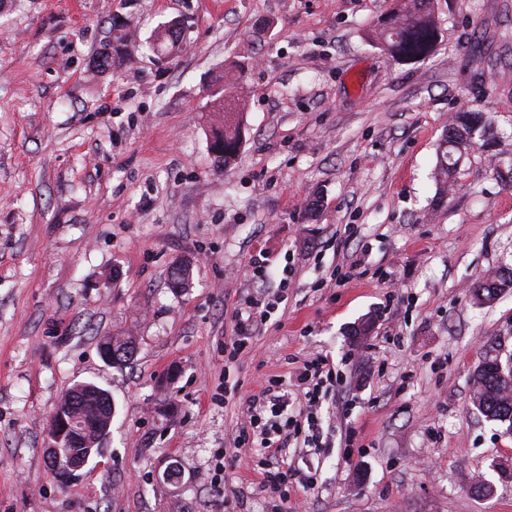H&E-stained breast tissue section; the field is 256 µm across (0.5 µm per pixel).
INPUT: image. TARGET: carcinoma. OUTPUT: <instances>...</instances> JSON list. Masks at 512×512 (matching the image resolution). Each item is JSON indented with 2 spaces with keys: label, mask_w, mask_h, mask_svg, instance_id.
Masks as SVG:
<instances>
[{
  "label": "carcinoma",
  "mask_w": 512,
  "mask_h": 512,
  "mask_svg": "<svg viewBox=\"0 0 512 512\" xmlns=\"http://www.w3.org/2000/svg\"><path fill=\"white\" fill-rule=\"evenodd\" d=\"M128 38L126 31L113 37L112 44L97 56L95 68L101 72L112 69L116 60L122 59V47ZM440 39L441 30L432 9V0H397L396 7L367 33L370 43L402 62H416L420 57H429L435 52ZM182 46L184 42L176 23L167 22L155 30L152 50L158 53L168 49L180 52ZM244 72V63H229L224 73L215 79L219 89L210 102L209 111L223 114L222 122L211 128L210 149L226 168L237 159L243 143V108L240 99L224 88V80ZM487 128V120L480 112L466 109L455 114L439 144L435 178L440 192L446 193L456 184L459 162L477 144V140L485 138ZM509 290H512V269L506 268L476 283L471 288V296L479 305H490ZM112 343L114 352L119 354L120 365L133 363L137 355L133 337L114 339ZM497 359L498 356L487 351L476 366L472 406L486 420L507 423L512 427V370L499 369ZM56 411L96 415L97 426L79 441V447L88 448L107 436L103 421L112 416V398L97 384L81 382L70 388Z\"/></svg>",
  "instance_id": "carcinoma-1"
}]
</instances>
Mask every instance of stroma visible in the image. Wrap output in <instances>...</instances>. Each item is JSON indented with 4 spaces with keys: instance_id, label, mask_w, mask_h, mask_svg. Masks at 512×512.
<instances>
[{
    "instance_id": "1",
    "label": "stroma",
    "mask_w": 512,
    "mask_h": 512,
    "mask_svg": "<svg viewBox=\"0 0 512 512\" xmlns=\"http://www.w3.org/2000/svg\"><path fill=\"white\" fill-rule=\"evenodd\" d=\"M393 6L0 0V512H512V432L469 407L486 346L512 356V292L470 293L512 268V0H433L441 41L414 63L365 36ZM173 18L190 48L165 61L146 41ZM116 21L134 37L101 73ZM227 60L247 68L245 140L223 170L207 106ZM465 107L491 143L442 198L438 145ZM260 298L270 320L225 363L235 309ZM101 336L135 337L133 364H106ZM312 353L342 380L279 498L233 439L247 398L270 378L297 394ZM84 381L115 415L62 489L45 429ZM509 290H512V269L506 268L497 270L476 283L471 288V296L479 305H490Z\"/></svg>"
}]
</instances>
